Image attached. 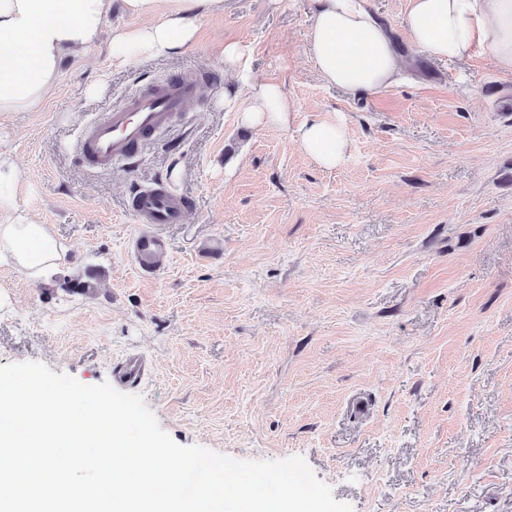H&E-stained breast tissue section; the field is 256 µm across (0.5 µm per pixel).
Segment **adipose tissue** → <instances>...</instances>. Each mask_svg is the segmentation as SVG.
I'll return each mask as SVG.
<instances>
[{"label": "adipose tissue", "instance_id": "adipose-tissue-1", "mask_svg": "<svg viewBox=\"0 0 512 512\" xmlns=\"http://www.w3.org/2000/svg\"><path fill=\"white\" fill-rule=\"evenodd\" d=\"M143 25L113 31V60L126 64L146 55L172 53L191 45L196 23L224 0H122ZM113 0H0V114L34 112L60 78L64 56L95 47ZM403 27L413 46L437 62L468 59L481 49L496 66L512 73V0H408ZM306 53L322 80L355 94L394 85L405 60L397 38L371 12L366 0H320L311 20ZM224 65L250 84L248 118L258 124L284 125L293 111L280 86L255 82L241 50H223ZM305 153L333 168L348 144L340 126L324 121L299 130ZM24 178L10 153L0 149V267L34 282L63 263L67 249L27 210L17 188Z\"/></svg>", "mask_w": 512, "mask_h": 512}]
</instances>
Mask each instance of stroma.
<instances>
[{
    "label": "stroma",
    "mask_w": 512,
    "mask_h": 512,
    "mask_svg": "<svg viewBox=\"0 0 512 512\" xmlns=\"http://www.w3.org/2000/svg\"><path fill=\"white\" fill-rule=\"evenodd\" d=\"M407 6L368 0L406 65L356 97L304 52L315 0H224L194 47L127 65L105 42L65 57L39 110L0 116L20 206L67 247L34 283L0 267V366L113 384L134 352L148 374L129 391L179 444L303 457L353 512H512V73L480 51L431 62ZM228 43L293 101L288 125L247 123ZM195 72L196 101L137 161L75 163L93 117ZM313 119L345 131L336 168L299 144ZM155 182L192 210L145 278L127 203Z\"/></svg>",
    "instance_id": "stroma-1"
}]
</instances>
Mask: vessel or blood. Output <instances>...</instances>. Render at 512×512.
Returning a JSON list of instances; mask_svg holds the SVG:
<instances>
[{"mask_svg": "<svg viewBox=\"0 0 512 512\" xmlns=\"http://www.w3.org/2000/svg\"><path fill=\"white\" fill-rule=\"evenodd\" d=\"M198 80L175 75L141 88L129 96L125 105L91 121L80 136L77 161L85 167L111 169L119 162L135 159L141 150L167 130L183 112L197 91ZM188 201L156 183L135 190L129 212L146 232L134 241V258L144 275L157 271L166 251L159 226L182 223Z\"/></svg>", "mask_w": 512, "mask_h": 512, "instance_id": "vessel-or-blood-1", "label": "vessel or blood"}]
</instances>
